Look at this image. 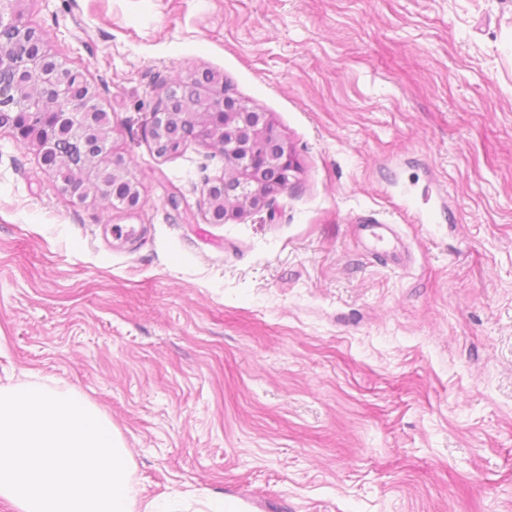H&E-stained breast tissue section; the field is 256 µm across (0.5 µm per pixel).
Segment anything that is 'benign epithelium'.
<instances>
[{"label": "benign epithelium", "mask_w": 512, "mask_h": 512, "mask_svg": "<svg viewBox=\"0 0 512 512\" xmlns=\"http://www.w3.org/2000/svg\"><path fill=\"white\" fill-rule=\"evenodd\" d=\"M0 24L9 26L13 33L31 43L32 56L24 63L13 55L0 54V68L26 66L28 81L23 86H0V100H11L18 112L25 113V123L15 128L14 138L20 143L44 153L52 143L60 124H70L72 132L80 135L89 129H105L102 135L103 158L112 171L123 166V159L112 152V135L115 132L107 113L96 106V94L88 90L84 104H74L66 95L67 86L82 82V73L66 66L52 55L42 36L30 26L18 11L0 13ZM176 84L165 91L164 98L153 112L148 129L150 142L155 143L161 129L173 118L167 101L175 94ZM199 113L203 130L224 136L220 154L224 155V175L209 182L204 204L210 207L211 218L218 221L217 213L224 218H238L251 210L270 206V199L259 185L258 174L274 169L285 179H290L297 169L292 149L282 140L276 128L268 121L266 113L256 112L242 104L225 107L223 84L205 83L199 86ZM268 138L279 140L280 149L275 153L260 151V143ZM98 164L66 184L68 193L84 203L97 197L95 186Z\"/></svg>", "instance_id": "1"}]
</instances>
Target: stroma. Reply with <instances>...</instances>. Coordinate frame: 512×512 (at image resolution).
<instances>
[{"instance_id": "35a3bbf8", "label": "stroma", "mask_w": 512, "mask_h": 512, "mask_svg": "<svg viewBox=\"0 0 512 512\" xmlns=\"http://www.w3.org/2000/svg\"><path fill=\"white\" fill-rule=\"evenodd\" d=\"M17 7L95 90L143 205L73 200L0 129V386L98 405L146 495L187 512L204 491L512 512V0ZM207 70L299 165L221 224L223 158L146 137L168 84Z\"/></svg>"}]
</instances>
